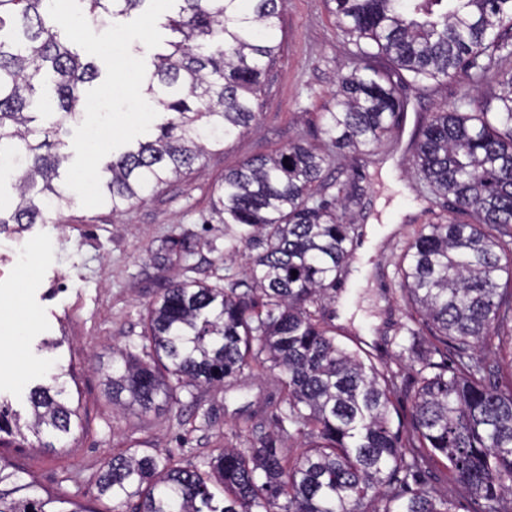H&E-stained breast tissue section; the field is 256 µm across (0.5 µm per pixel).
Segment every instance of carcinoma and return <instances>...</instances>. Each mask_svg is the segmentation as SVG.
<instances>
[{"label": "carcinoma", "mask_w": 512, "mask_h": 512, "mask_svg": "<svg viewBox=\"0 0 512 512\" xmlns=\"http://www.w3.org/2000/svg\"><path fill=\"white\" fill-rule=\"evenodd\" d=\"M149 0H79L86 18L120 23ZM355 47L351 70L320 113V143L294 140L224 172L211 211L225 255L224 286L180 281L146 309L143 356L118 350L104 374L112 404L146 414L158 399L182 406L194 386L227 389L259 366L276 372L274 430L267 408L237 424L244 447L212 450L209 470H187L171 450L132 445L103 460L99 495L112 512H455L454 489L474 512H512V360L498 328L512 322V69L500 91L478 95L497 60L512 56V0H326ZM165 48L142 95L161 115L154 139L106 165L104 205L121 213L243 135L260 115L263 78L280 43L281 0H175ZM49 0H0V166L18 171L0 204V232L75 204L56 183L68 159L59 134L83 117L80 86L98 78L49 15ZM465 73L472 92L432 114L413 154L422 191L476 216L425 225L399 266L400 291L431 327L405 390V436L391 426L398 375L336 341L323 305L358 240L347 197L325 195L333 155H372L405 109L402 90ZM297 276H292V271ZM451 347L453 366L446 365ZM440 361H435V357ZM63 388L36 384L27 429L58 440L79 427ZM22 434L0 404V435ZM0 512H99L42 492L0 456Z\"/></svg>", "instance_id": "1"}]
</instances>
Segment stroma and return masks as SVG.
<instances>
[{"label":"stroma","instance_id":"stroma-1","mask_svg":"<svg viewBox=\"0 0 512 512\" xmlns=\"http://www.w3.org/2000/svg\"><path fill=\"white\" fill-rule=\"evenodd\" d=\"M277 39L262 114L245 136L211 149L194 170L123 213L78 205L64 217L49 212L43 222L0 233V401L28 418L30 387L60 372L82 422L53 448L41 447L31 433L0 438V454L41 488L107 512L111 501L98 497L106 456L140 443L173 450L182 467L206 470L211 448L240 445V412L271 394L268 371L224 391H204L214 407L208 420L186 392L182 408L162 404L145 415L124 414L114 410L103 378L113 346L141 352L145 307L162 288L183 280L223 285L224 227L212 223L210 202L225 170L290 141L319 137V115L350 68L351 44L325 0H285ZM468 89L463 76L424 91L407 88L401 128L376 154L348 151L331 169L360 197L352 211L357 223L393 226L365 273L344 277L336 291V339L347 348L362 347L375 359L398 352L411 323L398 264L416 230L451 214L444 199L419 194L409 168L413 139L433 112ZM166 239L184 243L186 252L159 253Z\"/></svg>","mask_w":512,"mask_h":512}]
</instances>
